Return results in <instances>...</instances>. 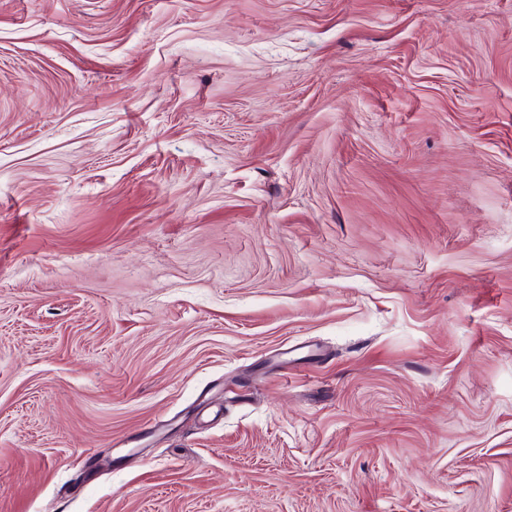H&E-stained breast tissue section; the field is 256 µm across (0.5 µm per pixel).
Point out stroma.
Wrapping results in <instances>:
<instances>
[{"instance_id":"35a3bbf8","label":"stroma","mask_w":512,"mask_h":512,"mask_svg":"<svg viewBox=\"0 0 512 512\" xmlns=\"http://www.w3.org/2000/svg\"><path fill=\"white\" fill-rule=\"evenodd\" d=\"M0 512H512V0H0Z\"/></svg>"}]
</instances>
